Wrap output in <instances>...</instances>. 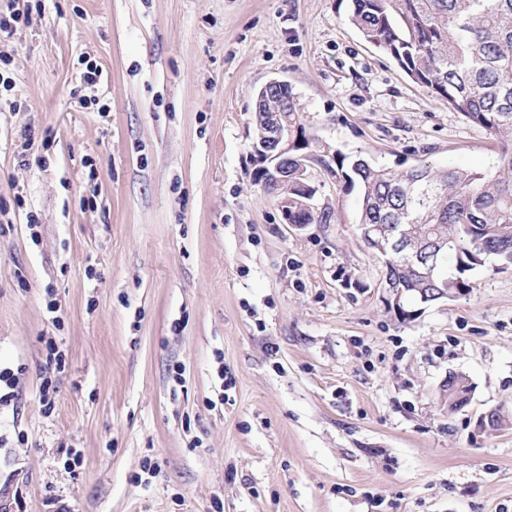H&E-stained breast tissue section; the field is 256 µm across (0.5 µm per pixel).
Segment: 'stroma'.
<instances>
[{
	"instance_id": "35a3bbf8",
	"label": "stroma",
	"mask_w": 512,
	"mask_h": 512,
	"mask_svg": "<svg viewBox=\"0 0 512 512\" xmlns=\"http://www.w3.org/2000/svg\"><path fill=\"white\" fill-rule=\"evenodd\" d=\"M0 54V512H512V427L478 426L512 412V266L403 321L359 190L312 166L298 230L253 181L273 79L347 158L496 166L345 0H45ZM471 384L473 383L470 381V379L462 374L460 375H453L452 379L448 382V391L445 390L444 395H448V407L450 408V411H457L461 410L464 407H466L470 401L472 400L473 392L470 391L467 394L463 396L464 399V406H462L459 409H452L455 406V399L459 393H463L467 390L471 389Z\"/></svg>"
}]
</instances>
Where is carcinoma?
<instances>
[{"label": "carcinoma", "mask_w": 512, "mask_h": 512, "mask_svg": "<svg viewBox=\"0 0 512 512\" xmlns=\"http://www.w3.org/2000/svg\"><path fill=\"white\" fill-rule=\"evenodd\" d=\"M350 21L414 82L508 146L488 173L424 164L398 172L362 157L348 161L318 139L302 138L313 163L342 171L349 187H360L358 224H383L392 238L410 228L436 249L437 267L426 280L384 244V280L403 289L399 306L387 310L406 321L413 316L408 300L423 293L453 300L470 291L469 274L487 261L512 265V0H352ZM256 112V144L260 113L286 112L288 121H301L291 93L265 94ZM469 389L468 377L453 376L448 407Z\"/></svg>", "instance_id": "carcinoma-1"}]
</instances>
